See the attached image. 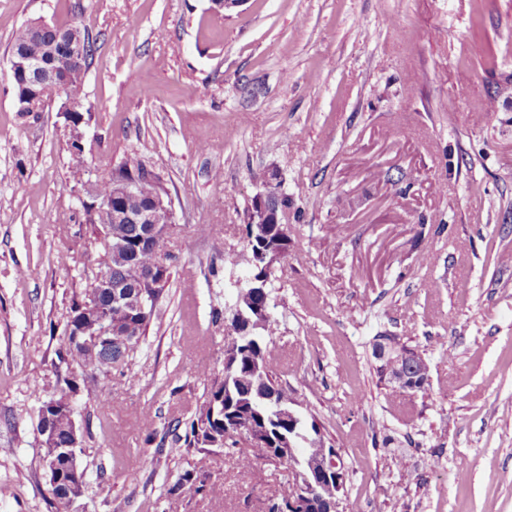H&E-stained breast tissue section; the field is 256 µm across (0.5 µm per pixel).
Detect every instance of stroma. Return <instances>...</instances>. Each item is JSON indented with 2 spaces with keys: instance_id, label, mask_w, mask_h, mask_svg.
<instances>
[{
  "instance_id": "stroma-1",
  "label": "stroma",
  "mask_w": 512,
  "mask_h": 512,
  "mask_svg": "<svg viewBox=\"0 0 512 512\" xmlns=\"http://www.w3.org/2000/svg\"><path fill=\"white\" fill-rule=\"evenodd\" d=\"M38 18L94 43L85 145L139 152L176 213L141 351L105 408L77 406L80 512H266L292 490L224 448L203 492L168 498L191 458L163 442L223 375L272 168L302 212L270 295L276 377L338 452L341 512H512V0H0V512H53L38 394L97 255L96 169L72 166L59 101L19 114L5 74ZM385 332L427 360L425 392L379 383Z\"/></svg>"
}]
</instances>
